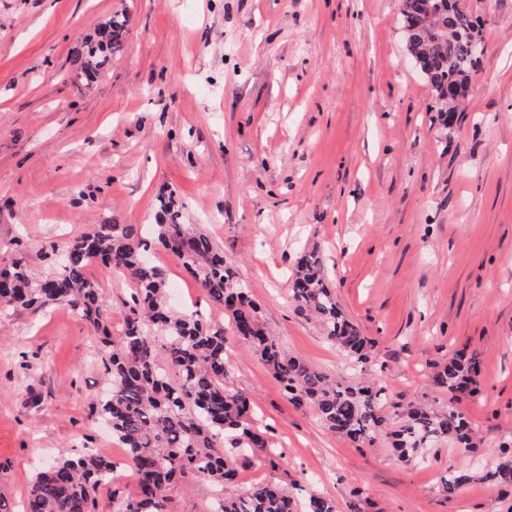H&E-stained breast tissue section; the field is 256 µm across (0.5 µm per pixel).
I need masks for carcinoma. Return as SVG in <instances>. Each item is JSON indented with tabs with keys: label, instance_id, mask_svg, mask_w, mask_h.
I'll list each match as a JSON object with an SVG mask.
<instances>
[{
	"label": "carcinoma",
	"instance_id": "1",
	"mask_svg": "<svg viewBox=\"0 0 512 512\" xmlns=\"http://www.w3.org/2000/svg\"><path fill=\"white\" fill-rule=\"evenodd\" d=\"M436 2L435 22L443 37L435 38L420 27L423 0H403V20L408 45L418 50L422 67L429 72L426 79L445 104L439 112L448 117L467 96L477 64L472 33L479 32V25L460 3L450 8L448 0ZM102 31L106 36L95 34L84 42V61L75 80L89 85L112 66V56L125 41L124 16L111 17ZM180 218L176 200L163 196L151 233L139 224H99L69 245L61 271L52 277L33 280L20 260L0 271V303L33 311L66 304L103 332V363L111 390L93 409L109 423L125 451L122 464L93 454L58 460L37 476L22 512H98L99 490L119 465L130 469L137 487L136 497L123 501V512H174L170 492L177 483L189 476H207L222 488L235 478L234 465L256 448L267 452L271 467L280 465L282 453L255 429L249 416L250 398L224 385V329L171 307L166 276L146 260V254L160 247L177 255L210 301L228 313L238 343L260 356L290 402L312 410L329 430L358 447L373 443L382 432L387 388L376 380L366 386L333 382L287 356L262 327L260 305L224 262V252L206 233L189 229ZM96 261L132 282L128 314L115 337L107 331L110 307L98 282L86 275V268ZM291 296L299 309L315 315L327 340L353 361L370 358L373 341L340 310L317 253L301 259ZM478 363L477 355L458 353L439 368L433 383L471 396ZM472 433L471 423L456 410L435 415L414 408L403 413L392 435L394 448L405 457L429 438L445 435L465 452L475 453ZM484 478L511 490L512 464L488 470ZM468 480L470 474L460 470L443 479V490L454 493ZM210 512H298L297 496L282 483L263 481L224 498L221 510ZM306 512L336 510L331 500L311 494Z\"/></svg>",
	"mask_w": 512,
	"mask_h": 512
}]
</instances>
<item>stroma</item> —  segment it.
Instances as JSON below:
<instances>
[{"label": "stroma", "mask_w": 512, "mask_h": 512, "mask_svg": "<svg viewBox=\"0 0 512 512\" xmlns=\"http://www.w3.org/2000/svg\"><path fill=\"white\" fill-rule=\"evenodd\" d=\"M482 27L471 89L452 122L408 59L401 0H0V268L59 271L96 225L151 224L176 193L261 306L283 351L393 401L476 428L482 451L445 440L400 460L390 439L355 447L285 398L260 358L227 345L225 384L256 404L284 455L239 463L226 494L267 479L336 512H512L481 480L512 447V0H465ZM127 35L93 86L72 84L88 35ZM321 256L344 313L371 338L353 363L291 298ZM176 309L228 326L181 261L156 250ZM119 334L131 284L87 269ZM100 332L69 306L0 308V496L20 512L63 453L124 450L92 410L105 388ZM476 353L479 391L454 399L435 366ZM473 481L446 494L443 477ZM212 481L178 483L175 512H208Z\"/></svg>", "instance_id": "35a3bbf8"}]
</instances>
